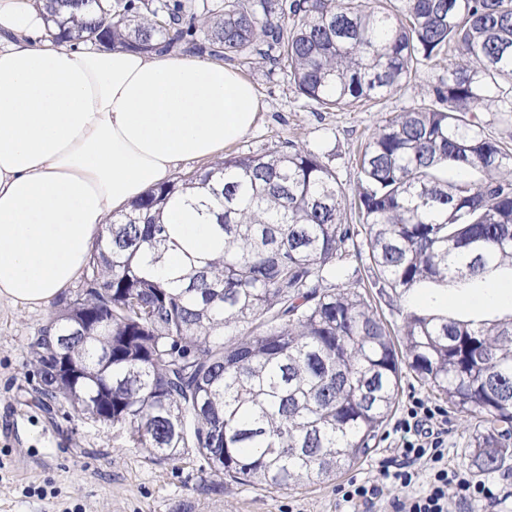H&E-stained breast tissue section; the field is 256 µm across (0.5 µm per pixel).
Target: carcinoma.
<instances>
[{"label":"carcinoma","instance_id":"obj_1","mask_svg":"<svg viewBox=\"0 0 512 512\" xmlns=\"http://www.w3.org/2000/svg\"><path fill=\"white\" fill-rule=\"evenodd\" d=\"M62 46L269 60L324 112L402 92L448 59L411 109L365 144L353 186L291 142L234 156L135 200L96 241L31 343L50 408L130 427L157 460L188 448L235 484L288 489L368 456L403 369L455 414L476 415L479 469L512 460V317L455 320L413 307L424 281L512 268V150L480 112H512V0H42ZM218 226L219 256L186 253L170 202ZM365 260L368 282H331ZM401 315L399 336L372 298ZM76 367L67 376L65 364Z\"/></svg>","mask_w":512,"mask_h":512}]
</instances>
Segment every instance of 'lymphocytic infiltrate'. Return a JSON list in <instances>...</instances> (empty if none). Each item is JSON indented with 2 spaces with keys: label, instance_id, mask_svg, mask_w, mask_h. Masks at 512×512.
<instances>
[{
  "label": "lymphocytic infiltrate",
  "instance_id": "f902f5d3",
  "mask_svg": "<svg viewBox=\"0 0 512 512\" xmlns=\"http://www.w3.org/2000/svg\"><path fill=\"white\" fill-rule=\"evenodd\" d=\"M399 459L394 470H383L381 483L351 480L341 489L349 512H361L383 493L384 486L410 489L396 499L395 512H448L450 500L463 503L493 502L495 493L483 481L448 465V427L443 412L422 399H414L395 425Z\"/></svg>",
  "mask_w": 512,
  "mask_h": 512
}]
</instances>
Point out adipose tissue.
Returning <instances> with one entry per match:
<instances>
[{
	"mask_svg": "<svg viewBox=\"0 0 512 512\" xmlns=\"http://www.w3.org/2000/svg\"><path fill=\"white\" fill-rule=\"evenodd\" d=\"M252 84L220 61L55 44L37 0H0V300L48 305L107 224L255 125ZM199 254L211 224L163 216Z\"/></svg>",
	"mask_w": 512,
	"mask_h": 512,
	"instance_id": "ef3b65f1",
	"label": "adipose tissue"
}]
</instances>
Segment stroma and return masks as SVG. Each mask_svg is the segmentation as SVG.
I'll use <instances>...</instances> for the list:
<instances>
[{"label":"stroma","mask_w":512,"mask_h":512,"mask_svg":"<svg viewBox=\"0 0 512 512\" xmlns=\"http://www.w3.org/2000/svg\"><path fill=\"white\" fill-rule=\"evenodd\" d=\"M421 73L407 92L336 112L319 111L284 74L263 59L243 69L261 104L255 127L225 148V156L256 155L292 141L330 165L352 185L365 140L393 113L425 94L433 74ZM456 282L419 287L412 304L459 320H497L512 315V302L480 305L454 297ZM51 307L0 301V512H343L339 490L349 479H377L393 463L396 435L386 422L364 459L329 481H303L287 490L228 485L195 452L159 461L136 447L128 427L47 413L34 400L38 382L30 344ZM482 425L474 417L448 420V463L485 479L500 497L494 512H512V471L481 475L468 453Z\"/></svg>","instance_id":"obj_1"}]
</instances>
